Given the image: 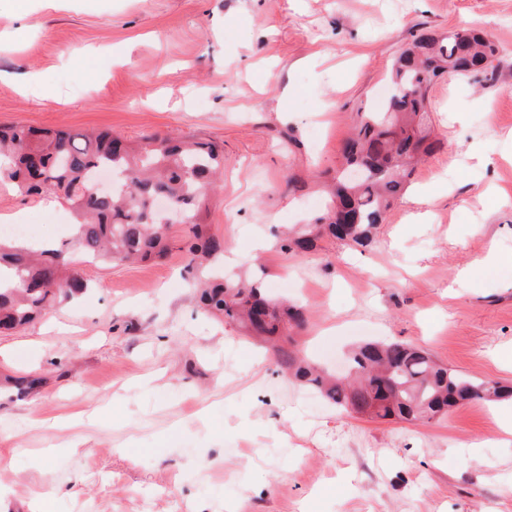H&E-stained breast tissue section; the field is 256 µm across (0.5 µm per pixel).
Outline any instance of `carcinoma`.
<instances>
[{
  "mask_svg": "<svg viewBox=\"0 0 512 512\" xmlns=\"http://www.w3.org/2000/svg\"><path fill=\"white\" fill-rule=\"evenodd\" d=\"M498 47L471 30L421 35L394 60L391 94L383 109L356 113L353 137L345 145L348 162L363 170L350 182L334 179L327 216L291 231L281 250L308 251L326 234L367 246L392 201L404 190L412 161L436 148L428 128L427 95L452 74L469 78L497 70ZM112 173V191L93 188L100 170ZM224 171V150L211 142L148 135L128 142L112 132L40 131L22 125L0 129V180L27 195L46 189L62 193L76 224L72 237L52 249L21 247L0 238V329L24 327L60 300L84 292L86 284L70 269V253L105 264L161 260L171 249L164 230L161 199L188 226L183 250L196 280L199 306L236 324L244 336L272 341L303 320L300 309L268 298L254 279L208 278L204 263L224 255V239L210 233L204 212ZM280 366L330 403L373 418L432 420L464 402H493L512 395L496 381H478L438 364L424 350L400 342H368L349 359L348 383L327 376L278 349Z\"/></svg>",
  "mask_w": 512,
  "mask_h": 512,
  "instance_id": "1",
  "label": "carcinoma"
}]
</instances>
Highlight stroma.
Segmentation results:
<instances>
[{
	"label": "stroma",
	"instance_id": "obj_1",
	"mask_svg": "<svg viewBox=\"0 0 512 512\" xmlns=\"http://www.w3.org/2000/svg\"><path fill=\"white\" fill-rule=\"evenodd\" d=\"M467 29L495 78L428 93L436 150L365 248L279 234L326 213L358 110L388 96L417 35ZM211 141L224 177L205 222L224 267L305 311L280 346L336 369L401 341L512 384V0H0V126ZM428 184L423 203L409 191ZM428 213L422 223L413 212ZM60 241L72 223L0 183V215ZM184 251L76 263L83 296L0 333V512H512V436L495 405L429 422L374 419L288 379L275 352L197 307Z\"/></svg>",
	"mask_w": 512,
	"mask_h": 512
}]
</instances>
